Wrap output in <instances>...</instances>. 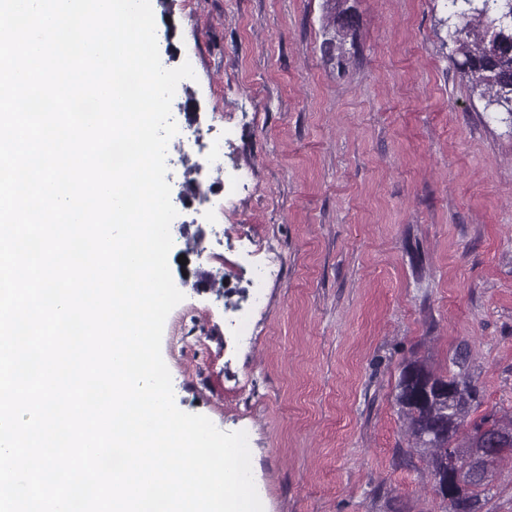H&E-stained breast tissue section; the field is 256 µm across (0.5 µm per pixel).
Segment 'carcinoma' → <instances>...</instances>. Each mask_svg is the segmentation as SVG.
I'll return each instance as SVG.
<instances>
[{
	"instance_id": "1",
	"label": "carcinoma",
	"mask_w": 512,
	"mask_h": 512,
	"mask_svg": "<svg viewBox=\"0 0 512 512\" xmlns=\"http://www.w3.org/2000/svg\"><path fill=\"white\" fill-rule=\"evenodd\" d=\"M335 2L333 26L339 36L352 30L353 15L351 9L338 6L342 0ZM508 5V0H483L471 19L454 24V40L465 56L464 70L490 105L505 88H512V27L497 22L499 11ZM467 358L466 351H457L452 358L457 372L447 377L432 374L416 361L407 362L395 393L408 420L409 437L429 451L432 477L449 471L452 456L470 457L479 466L477 477L469 471L453 474L450 512H482L493 495L496 466L512 458V417L485 413L464 428L466 416L481 405L480 390L466 371Z\"/></svg>"
}]
</instances>
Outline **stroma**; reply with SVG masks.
I'll return each mask as SVG.
<instances>
[{"mask_svg":"<svg viewBox=\"0 0 512 512\" xmlns=\"http://www.w3.org/2000/svg\"><path fill=\"white\" fill-rule=\"evenodd\" d=\"M347 4L334 61L327 0H151L162 65L195 72L162 355L179 409L247 433L264 512H448L395 386L464 347L482 411L512 414V115L453 63L445 0Z\"/></svg>","mask_w":512,"mask_h":512,"instance_id":"35a3bbf8","label":"stroma"}]
</instances>
